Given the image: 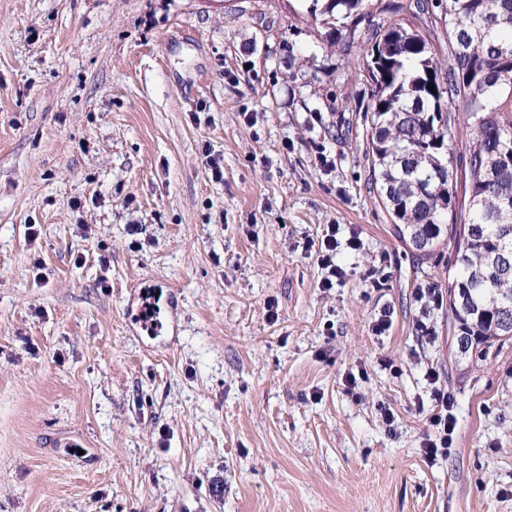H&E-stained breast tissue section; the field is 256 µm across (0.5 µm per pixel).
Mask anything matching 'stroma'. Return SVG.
Instances as JSON below:
<instances>
[{
  "label": "stroma",
  "instance_id": "1",
  "mask_svg": "<svg viewBox=\"0 0 512 512\" xmlns=\"http://www.w3.org/2000/svg\"><path fill=\"white\" fill-rule=\"evenodd\" d=\"M307 6L0 0V512H512V342L422 300L453 245L396 235ZM336 234V225L331 224L320 244V263L323 269L328 270V275L320 282L321 288L324 289L333 288V278L338 280L345 274V271L335 262L336 248L338 247ZM432 395L435 401V408L439 409L430 418V426L434 435L427 434L422 448L426 460L431 463L438 456L448 454V445L452 440V434L455 430V417L452 413L453 403L451 399L438 389Z\"/></svg>",
  "mask_w": 512,
  "mask_h": 512
}]
</instances>
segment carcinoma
<instances>
[{
	"label": "carcinoma",
	"instance_id": "cac0c4a2",
	"mask_svg": "<svg viewBox=\"0 0 512 512\" xmlns=\"http://www.w3.org/2000/svg\"><path fill=\"white\" fill-rule=\"evenodd\" d=\"M364 2L311 0L307 12L344 52L355 41L345 21H367L372 183L398 221V236L421 255L453 241V335L472 337L470 351L483 356L512 340V290H504L512 282V0H438L448 40L444 70L423 33L371 21ZM460 102L470 133L458 172L449 141Z\"/></svg>",
	"mask_w": 512,
	"mask_h": 512
}]
</instances>
